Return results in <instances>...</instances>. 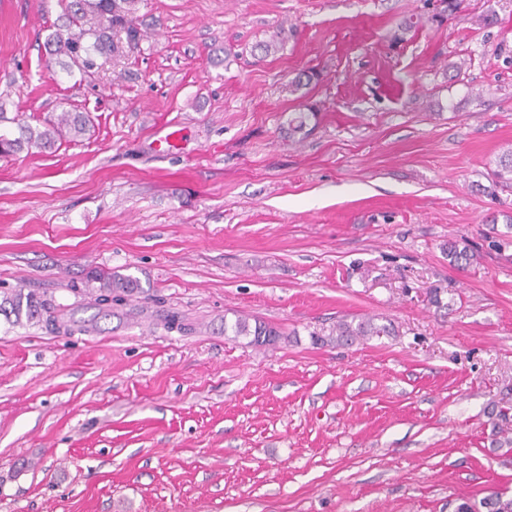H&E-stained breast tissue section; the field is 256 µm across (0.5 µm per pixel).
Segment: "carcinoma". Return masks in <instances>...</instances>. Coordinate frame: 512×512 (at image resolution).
Instances as JSON below:
<instances>
[{"label":"carcinoma","instance_id":"cac0c4a2","mask_svg":"<svg viewBox=\"0 0 512 512\" xmlns=\"http://www.w3.org/2000/svg\"><path fill=\"white\" fill-rule=\"evenodd\" d=\"M140 0H59L64 18L63 25L49 33L44 42L47 54L68 75L77 71L89 76L96 65V58L117 54L123 47L138 48L145 37V23L137 15ZM89 119L81 112L62 111L55 118L42 123L40 127L25 125L19 136L10 138L0 134V156L17 153L32 146L50 148L56 137L68 133L74 137L87 131ZM491 175L495 184L512 186V148L502 154ZM100 281L99 298L121 302L129 297L144 293L140 280L131 275L119 273L94 274ZM49 310V303L34 291L19 288L0 295V315L13 323H39ZM332 336H317L316 341L349 345L370 336H388L391 328L378 324L372 318L358 321L342 319L336 322ZM249 336V344L264 347L276 344L284 333L279 327L264 321L249 322L243 316L234 323H224V335Z\"/></svg>","mask_w":512,"mask_h":512}]
</instances>
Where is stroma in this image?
<instances>
[{"label": "stroma", "instance_id": "1", "mask_svg": "<svg viewBox=\"0 0 512 512\" xmlns=\"http://www.w3.org/2000/svg\"><path fill=\"white\" fill-rule=\"evenodd\" d=\"M60 13L0 0V133L90 118L0 157V292L51 303L0 317V512L512 498V0H141L86 78L46 55ZM96 270L149 294L99 301ZM364 317L391 334L313 341ZM89 119L82 112L62 111L52 120L42 123V128L31 125L21 126L18 137L9 138L0 134V156H7L32 146L51 148L56 137L65 134L78 137L87 131ZM49 303L41 295L34 291L19 288L11 293L0 295V315H3L13 324L22 323L23 319L28 323H39L50 309ZM229 332L235 337L251 336L252 338L248 344L255 347L274 345L284 336V333L277 326L259 320H254V325H252L249 319L243 316H236L232 324H229L225 319L224 333L229 336Z\"/></svg>", "mask_w": 512, "mask_h": 512}]
</instances>
